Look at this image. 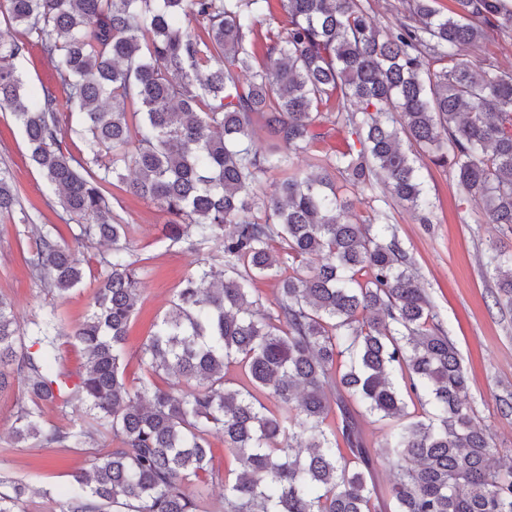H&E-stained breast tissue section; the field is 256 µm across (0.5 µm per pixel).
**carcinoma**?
<instances>
[{
    "instance_id": "carcinoma-1",
    "label": "carcinoma",
    "mask_w": 512,
    "mask_h": 512,
    "mask_svg": "<svg viewBox=\"0 0 512 512\" xmlns=\"http://www.w3.org/2000/svg\"><path fill=\"white\" fill-rule=\"evenodd\" d=\"M401 2L383 34L361 0H281L285 24L260 62L253 40L270 0H0V17L25 36L0 40V110L22 128L70 239L34 222L5 164L0 217L21 214L24 263L57 296L85 279L78 248L110 245L90 309L67 333L54 307L21 327L0 295V389L17 382L26 395L14 443L112 437L73 474L58 512H204L214 434L237 464L222 512H512V460L490 463L459 352L387 214L351 222L336 188L338 175L360 192L380 184L426 222L424 154L451 167L488 223L512 229V70L487 57L477 72L459 54L512 36V0H455L450 15L436 0ZM31 44L58 85L37 98L15 64ZM256 114L272 143L255 139ZM328 124L349 136L344 151L288 173L275 198L253 192ZM118 184L170 216L167 238L224 254V279L200 265L154 324L135 386L126 337L141 278L132 225L112 210ZM311 256L322 262L305 266ZM492 263L496 303L512 310V255ZM258 279L279 283L273 312ZM64 336L86 357L74 380L58 369ZM230 366L248 384L225 379ZM407 397L423 413L383 437L395 470L383 490L360 418L404 417ZM47 405L61 422L44 421ZM31 493L0 473V512H24Z\"/></svg>"
}]
</instances>
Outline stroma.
Listing matches in <instances>:
<instances>
[{"label": "stroma", "mask_w": 512, "mask_h": 512, "mask_svg": "<svg viewBox=\"0 0 512 512\" xmlns=\"http://www.w3.org/2000/svg\"><path fill=\"white\" fill-rule=\"evenodd\" d=\"M16 66L29 92L55 89L51 62L32 46ZM7 163L21 194V204L39 215L43 224L60 221V210L47 204L51 193L29 158L21 128L9 112H0V163ZM432 208L429 223L395 201H382L381 189L365 191L354 203L356 219L372 210L384 211L396 236L412 260L413 271L429 295L449 338L457 346L468 377L469 402L476 424L489 431L496 456L512 455V415L498 401L512 391V312L495 303L493 270L487 257L493 248L512 249V232L488 223L478 205L458 186L449 168L426 164L422 170ZM112 209L123 223L134 227V255L141 269L140 310L131 324L126 376L138 382L144 375L138 353L149 329L168 308L199 259L223 270L224 257L217 244L201 247L188 240L167 239V214L156 204L140 199L124 187L112 190ZM17 219L0 220V294L9 298L20 323H27L49 308H57L64 328L82 321L87 312L99 267L98 247L87 248L89 259L84 285L62 298L37 287L24 265ZM21 402L18 386L0 391V469L30 483L36 493L25 512H52L73 472L89 466L109 448L111 437L102 433L94 446L82 450L39 448L13 443L10 426Z\"/></svg>", "instance_id": "stroma-1"}]
</instances>
